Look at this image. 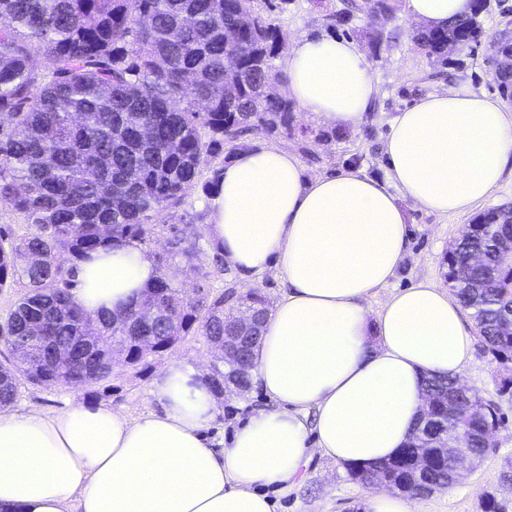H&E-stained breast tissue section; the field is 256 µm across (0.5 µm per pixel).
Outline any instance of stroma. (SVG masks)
<instances>
[{"instance_id": "35a3bbf8", "label": "stroma", "mask_w": 512, "mask_h": 512, "mask_svg": "<svg viewBox=\"0 0 512 512\" xmlns=\"http://www.w3.org/2000/svg\"><path fill=\"white\" fill-rule=\"evenodd\" d=\"M339 4L340 0H290L285 10L274 14L279 27V44L283 47L288 46L291 39L313 33L353 40L366 54L379 88L371 112L357 129L335 128L329 141L315 140L314 135L321 132L322 126L314 116L299 108L295 111L298 133L272 138V145L290 149L298 156L308 176L331 174L349 166L383 176L385 164L381 148L389 131V119L428 93L465 83L475 91L502 99L487 57L505 24H512V0H491L489 10L479 18L483 31L480 42L473 48L449 53L444 65L425 57L413 43L415 23L406 14L404 0H395L389 24L396 35L395 42L381 44L376 49L364 37L366 31L373 29L374 20L359 14L347 24H335L331 15ZM304 128L312 129L311 137L301 136ZM203 199L201 188L191 187L181 207L160 211L154 217L153 254L164 255L169 231L177 227L195 240L202 261L210 260L213 239ZM510 203L511 172L504 174L490 197L460 214L438 216L412 202H404L410 231L408 251L389 287L376 289L371 296L372 309H379L389 292L409 287L423 278L445 286V259L466 226L487 209ZM209 360L203 337L190 336L161 359L151 361L149 367H118L112 387L106 391L93 394L85 387L21 383L12 409L16 412L37 410L55 416L77 405L103 403L137 417L157 410L153 390L163 365L189 364L205 376L209 373ZM461 379L497 409L498 425L492 448L479 466L460 482L414 500V512H485L491 500L495 501L497 512H512V371L478 338L473 342L472 358ZM219 403V411L208 430L210 438L217 443L228 438L253 410L269 406L270 401L254 389L243 396L220 394ZM266 493L273 512H365L368 496L366 490L350 479L345 466L319 453L313 454L288 487L272 485L267 487Z\"/></svg>"}]
</instances>
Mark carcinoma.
<instances>
[{"label": "carcinoma", "instance_id": "cac0c4a2", "mask_svg": "<svg viewBox=\"0 0 512 512\" xmlns=\"http://www.w3.org/2000/svg\"><path fill=\"white\" fill-rule=\"evenodd\" d=\"M255 0H0V205L23 216L25 232L15 238L0 230V289L21 282L26 292L0 322V339L11 353L0 364V411L14 404L17 381L33 384L102 386L116 367V336L165 338L200 334L207 342L237 336L233 311L269 313L256 291L229 280L224 291L196 300L157 276L119 312L91 313L72 293L80 263L114 243L148 247L155 214L178 208L186 190L203 181L209 195L218 185V158L230 160L244 138L295 130L290 100L267 96L262 86L281 73L275 65L278 27L270 12L288 3ZM372 0H341L330 16L346 23ZM483 34L477 13L444 28L420 26L413 42L428 58L448 62V39L467 47ZM499 87L512 96V38L493 45ZM47 62L31 66L34 54ZM480 233L466 246L483 250L485 261L468 265L455 256L449 276L469 283L497 281L495 288H459L455 296L471 311L484 343L512 361V285L508 252L512 240L494 224L493 210L481 214ZM187 269L208 276L196 244L169 249ZM159 299L173 326L160 320L147 330L128 326L142 303ZM262 330L236 343L241 367L227 374L240 388L248 381L252 350ZM93 337L88 358L78 357L81 337ZM425 396L435 419H419L408 444L380 462L392 481L416 497L450 485L444 461L427 446L446 433L465 455L489 452L485 431L498 424L494 405L458 380L434 377Z\"/></svg>", "mask_w": 512, "mask_h": 512}]
</instances>
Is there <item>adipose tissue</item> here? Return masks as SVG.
I'll use <instances>...</instances> for the list:
<instances>
[{"label": "adipose tissue", "mask_w": 512, "mask_h": 512, "mask_svg": "<svg viewBox=\"0 0 512 512\" xmlns=\"http://www.w3.org/2000/svg\"><path fill=\"white\" fill-rule=\"evenodd\" d=\"M416 22L446 26L471 0H405ZM285 93L329 127L356 129L378 95L364 52L325 34L292 39ZM385 176L348 168L307 177L278 146L236 155L206 199L225 260L249 278L279 264L286 290L255 350L252 383L274 402L224 447L204 431L218 408L192 367L162 368L161 410L138 419L107 405L47 416L0 413V512H271L263 489L294 479L312 452L344 465L398 454L431 376H459L473 334L429 280L371 309L402 264L403 201L448 215L487 199L512 163V115L461 86L426 95L389 121ZM156 275L133 245L78 269L87 310H118Z\"/></svg>", "instance_id": "adipose-tissue-1"}]
</instances>
